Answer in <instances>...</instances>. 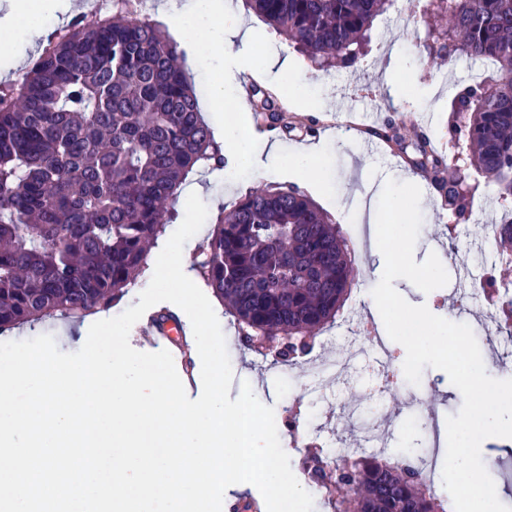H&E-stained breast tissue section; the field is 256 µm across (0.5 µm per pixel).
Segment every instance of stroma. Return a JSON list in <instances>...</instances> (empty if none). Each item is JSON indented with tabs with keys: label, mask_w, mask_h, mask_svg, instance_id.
<instances>
[{
	"label": "stroma",
	"mask_w": 512,
	"mask_h": 512,
	"mask_svg": "<svg viewBox=\"0 0 512 512\" xmlns=\"http://www.w3.org/2000/svg\"><path fill=\"white\" fill-rule=\"evenodd\" d=\"M85 0H55L51 10L33 20L14 22L9 13L8 0H0V27L14 29V38L0 42V75L21 76L33 56L46 46V34L68 25L83 14ZM227 10L239 15L253 30L252 38L233 39L227 49L242 63H250L265 56L268 48H275L280 57L288 59L294 70L305 78L303 102H289L291 114L321 117L338 111L355 112L362 119L392 115L395 109L405 107L412 114L429 113L428 129L434 140L448 139V88L466 79L467 61L452 65L430 63L425 46V23L418 0H394L390 10L377 18L370 33V51L362 64L354 69L333 70L314 74L304 56L260 17L248 11L242 0H227ZM224 38L223 32L190 25L185 39L180 42L187 52L185 70L199 99H206L218 76L221 60L212 56L211 46ZM315 102V109H307L305 101ZM319 143L326 153L321 162L326 198L320 207L340 225L346 236L360 245L356 262L368 265L367 273L357 280L356 290L364 308H371L372 289L379 282L384 263L374 255L376 241V212L384 187L383 176L393 174L396 180L424 185L422 175L401 166L389 151L365 152L358 138L348 137L344 127L336 126L320 133ZM278 151L268 159L265 168L257 169L242 162L239 153L226 154L224 169L200 168L192 173L193 182L201 184V198L208 209L202 232L196 233L184 246L187 261H195L206 243L222 207L233 205L247 192L269 185L280 184L279 171L286 166L299 142L295 132L282 131L276 139ZM422 224L415 245L414 258L423 262L429 254H437L446 269L449 281L441 288L425 293L405 279L395 280L394 286L403 298L413 305H424L435 315L458 319L472 331L493 325L498 320L495 308L483 305L469 313L458 314L456 302L464 270L480 261L489 244L485 237L488 228L499 221L502 206L496 198H488L481 211L472 213L467 235L457 241L448 239V212L438 201L422 193L420 200ZM220 322L229 354L233 380L230 398H237L242 382L260 392L262 404L273 407L280 441L288 439V420L300 417L308 435L298 446L287 444L293 473H300L303 457L319 448L320 441L313 436L314 427L335 425L336 410L341 404H354L361 416L371 410L364 400L362 381L347 376L338 381L325 395L312 394L306 383L298 379L297 368L271 364L264 353L242 346L234 318L219 310ZM422 382H434L433 392L423 393L420 402L438 410L441 417L457 414L463 398L448 375L436 368H425Z\"/></svg>",
	"instance_id": "stroma-1"
}]
</instances>
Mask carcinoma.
<instances>
[{"label":"carcinoma","instance_id":"cac0c4a2","mask_svg":"<svg viewBox=\"0 0 512 512\" xmlns=\"http://www.w3.org/2000/svg\"><path fill=\"white\" fill-rule=\"evenodd\" d=\"M393 0H246L312 68H350ZM441 24L427 39L439 58L487 59L495 69L464 81L450 102L448 150L432 147L405 116L378 136L465 224L489 188L512 199V0H428ZM171 41L132 0L111 16L75 18L55 32L15 82L0 84V334L58 313L84 317L121 301L147 267L168 222L164 203L200 166L224 153ZM260 114L286 112L257 88ZM512 252V219L495 225ZM230 307L245 347L281 338L275 364H300L340 316L355 282L346 239L294 186L254 190L214 225L195 263ZM302 470L332 512H447L416 462L375 455L307 456Z\"/></svg>","mask_w":512,"mask_h":512}]
</instances>
